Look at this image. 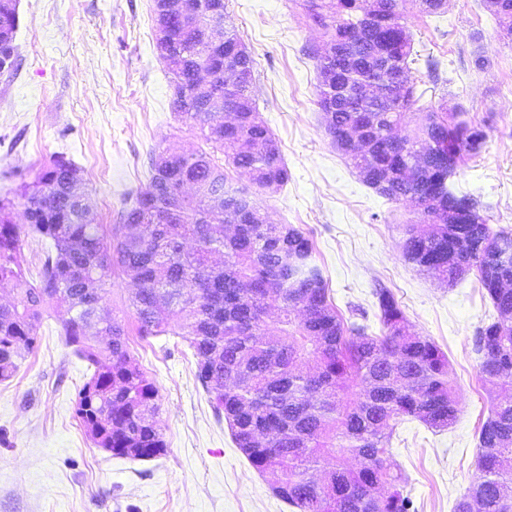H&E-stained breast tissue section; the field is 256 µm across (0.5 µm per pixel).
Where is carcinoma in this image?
<instances>
[{
    "instance_id": "cac0c4a2",
    "label": "carcinoma",
    "mask_w": 512,
    "mask_h": 512,
    "mask_svg": "<svg viewBox=\"0 0 512 512\" xmlns=\"http://www.w3.org/2000/svg\"><path fill=\"white\" fill-rule=\"evenodd\" d=\"M307 19L325 42L344 35L359 43L338 48L336 59L317 58L318 79L330 71L336 112L324 119L332 143L362 181L399 201L427 189L442 210H417L404 226L403 252L418 271L451 285L462 268L477 270L481 289L496 315L478 327L473 351L491 397L477 446V473L455 512H512V233L494 232L480 203L449 185L466 158L479 155L484 124L463 118L458 106H431L412 124L415 89L394 95L380 85L375 95L354 96V86L376 80L393 65L409 71L413 46L402 24L408 4L428 15L446 0H387L391 24L367 22L368 0H300ZM19 15L0 6V67L16 66ZM164 59L171 74L173 106L199 131L211 151L167 147L151 158L148 186L126 199L121 223L96 224L85 217L87 193L72 191L82 170L64 154L21 186L26 223L13 220L15 203L0 198V285L15 297L0 305V383L11 380L38 342L49 310H61L60 336L88 366L75 415L98 448L131 460L164 455L158 428L159 389L130 348L129 329L141 338L181 336L194 351L197 377L216 414L224 415L233 439L252 467L271 478L272 489L296 512H413L407 478L387 463L398 421L417 420L431 429L454 424L461 397L448 356L430 338L413 333L400 303L379 288V324L368 316L347 322L332 304L313 242L301 229L271 224L256 205L238 216L243 192L227 187L224 164L242 170L265 190L288 181L280 150L265 123L228 130L206 111L193 81L205 66L215 89L233 111H257L254 61L234 28L224 25L226 53H210L199 25L176 34ZM239 67L245 79L224 89V67ZM363 119L373 132L366 154L342 149L349 128ZM402 146L391 139L398 129ZM397 184L383 190L382 176ZM195 182L188 197L182 181ZM469 212L470 223H448V204ZM45 244L31 270L22 233ZM500 241L496 260L463 255L469 239ZM134 285L133 323L103 305L114 270Z\"/></svg>"
}]
</instances>
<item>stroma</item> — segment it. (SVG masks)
<instances>
[{"instance_id": "1", "label": "stroma", "mask_w": 512, "mask_h": 512, "mask_svg": "<svg viewBox=\"0 0 512 512\" xmlns=\"http://www.w3.org/2000/svg\"><path fill=\"white\" fill-rule=\"evenodd\" d=\"M226 9L254 60V99L289 173L282 187L260 190L230 168L228 183L269 223L310 236L345 319L358 309L374 313V291L386 286L412 331L447 354L463 396L456 422L432 430L402 421L389 462L408 476L417 512H454L476 474L489 406L472 348L493 306L475 274L450 287L405 259L403 226L416 208L366 186L326 135L313 55L321 34L293 0H226ZM405 25L418 108L459 105L486 124V147L461 165L455 193L479 200L492 230L512 232V42L498 39L484 0H448L431 16L411 6ZM15 45L16 69L0 74V197L16 198L63 153L84 172L96 223L113 225L129 194L147 187L150 155L202 147L174 109L153 0H20ZM477 54L489 67H474ZM431 56L441 61L435 79L424 65ZM59 327L45 319L37 349L0 384V512H291L215 414L179 336L130 338L159 388L166 454L130 460L96 448L74 413L89 373Z\"/></svg>"}]
</instances>
